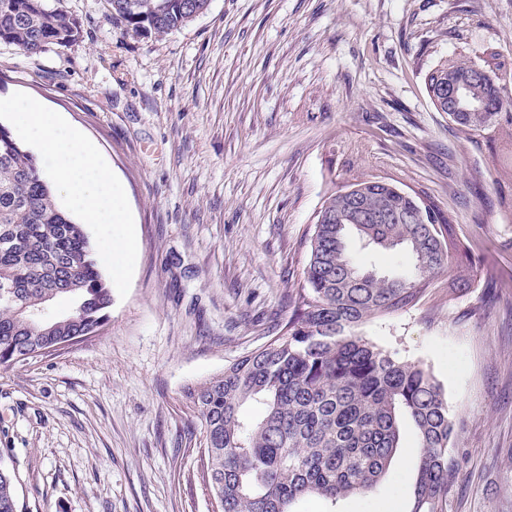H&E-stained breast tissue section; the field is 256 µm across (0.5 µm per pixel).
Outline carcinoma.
<instances>
[{"mask_svg":"<svg viewBox=\"0 0 512 512\" xmlns=\"http://www.w3.org/2000/svg\"><path fill=\"white\" fill-rule=\"evenodd\" d=\"M208 2L108 0L112 18L144 37L182 28ZM79 36L77 19L47 0H0V42L35 53ZM450 79L466 83L480 109L450 112L447 101H431L467 142L512 138V63L496 52L446 59L427 73V89ZM351 187L369 212L393 220L355 224L347 197L331 192L315 215L305 284L285 332L187 391L204 430L201 472L217 512H294L304 497L334 504L367 493L391 466L406 422L419 448L408 512H443L448 500L455 424L440 384L423 365L395 359L356 329L416 306L466 248L433 202L426 223H406L421 203L397 182ZM352 231L375 248L407 251L412 267L381 273L354 261L346 249ZM51 299L69 301L74 316L31 321L28 311ZM111 306L84 225L57 205L34 156L0 124V365L24 363L105 325ZM250 403L262 407L260 417L244 414ZM0 512H18L13 476L2 466Z\"/></svg>","mask_w":512,"mask_h":512,"instance_id":"cac0c4a2","label":"carcinoma"}]
</instances>
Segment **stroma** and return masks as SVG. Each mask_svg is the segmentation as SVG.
Instances as JSON below:
<instances>
[{
    "label": "stroma",
    "mask_w": 512,
    "mask_h": 512,
    "mask_svg": "<svg viewBox=\"0 0 512 512\" xmlns=\"http://www.w3.org/2000/svg\"><path fill=\"white\" fill-rule=\"evenodd\" d=\"M81 24L65 47L0 43V99L30 95L78 127L121 181L137 259L102 330L0 366V465L19 512H217L200 476L188 386L281 335L327 194L382 177L432 199L470 246V288L359 329L442 387L456 438L446 512H512V165L435 111L426 72L496 48L512 0H209L164 37L106 0H50ZM500 285H486L488 275ZM411 426L377 488L301 512H407Z\"/></svg>",
    "instance_id": "1"
}]
</instances>
